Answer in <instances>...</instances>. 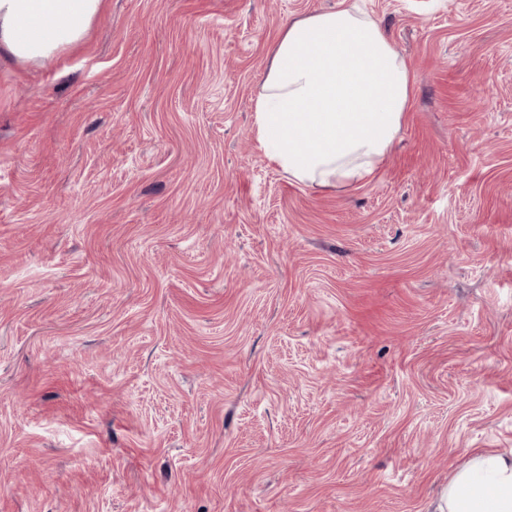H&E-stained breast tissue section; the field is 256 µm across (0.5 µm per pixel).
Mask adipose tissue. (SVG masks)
I'll return each instance as SVG.
<instances>
[{
	"label": "adipose tissue",
	"mask_w": 512,
	"mask_h": 512,
	"mask_svg": "<svg viewBox=\"0 0 512 512\" xmlns=\"http://www.w3.org/2000/svg\"><path fill=\"white\" fill-rule=\"evenodd\" d=\"M103 0H0V51L20 62L80 42ZM407 63L359 5L289 22L278 42L253 128L267 160L306 186L372 180L407 110ZM439 512H512V450L476 452L456 470Z\"/></svg>",
	"instance_id": "1"
}]
</instances>
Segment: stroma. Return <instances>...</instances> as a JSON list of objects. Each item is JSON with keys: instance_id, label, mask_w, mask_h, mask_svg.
Masks as SVG:
<instances>
[{"instance_id": "obj_1", "label": "stroma", "mask_w": 512, "mask_h": 512, "mask_svg": "<svg viewBox=\"0 0 512 512\" xmlns=\"http://www.w3.org/2000/svg\"><path fill=\"white\" fill-rule=\"evenodd\" d=\"M340 0H106L0 53V512H434L512 448V0H365L414 78L307 187L257 97Z\"/></svg>"}]
</instances>
